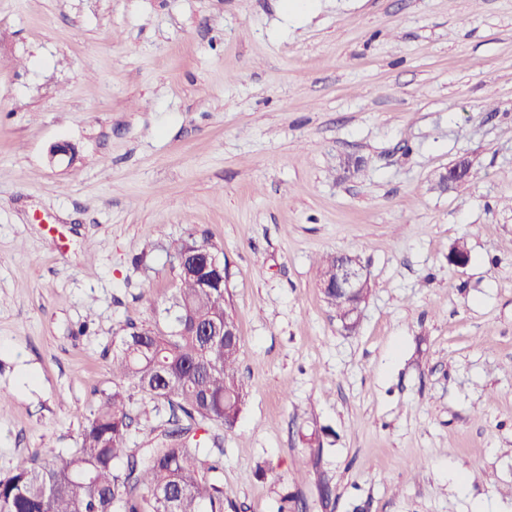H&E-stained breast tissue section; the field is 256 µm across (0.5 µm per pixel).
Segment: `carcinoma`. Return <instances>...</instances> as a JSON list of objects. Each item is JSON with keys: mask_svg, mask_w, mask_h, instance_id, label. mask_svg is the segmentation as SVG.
Masks as SVG:
<instances>
[{"mask_svg": "<svg viewBox=\"0 0 512 512\" xmlns=\"http://www.w3.org/2000/svg\"><path fill=\"white\" fill-rule=\"evenodd\" d=\"M211 246L189 237L174 247L177 287L163 309L164 323L131 325L112 355L118 384L101 395L81 435L80 446L61 461L40 448L0 478V512H224L221 448H207L192 426L219 422L236 427L245 404L239 377L238 337L199 336L202 319L228 313L227 268L194 266L192 255ZM341 255L318 259L323 281L336 279ZM206 280L210 287H200ZM331 292L341 313L364 302ZM169 410L168 428L154 448L128 447L133 394Z\"/></svg>", "mask_w": 512, "mask_h": 512, "instance_id": "cac0c4a2", "label": "carcinoma"}]
</instances>
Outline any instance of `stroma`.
Returning <instances> with one entry per match:
<instances>
[{
	"instance_id": "stroma-1",
	"label": "stroma",
	"mask_w": 512,
	"mask_h": 512,
	"mask_svg": "<svg viewBox=\"0 0 512 512\" xmlns=\"http://www.w3.org/2000/svg\"><path fill=\"white\" fill-rule=\"evenodd\" d=\"M284 12L0 0V478L79 447L192 236L243 350L237 426L196 430L225 512H512V0ZM326 254L368 274L355 331Z\"/></svg>"
}]
</instances>
